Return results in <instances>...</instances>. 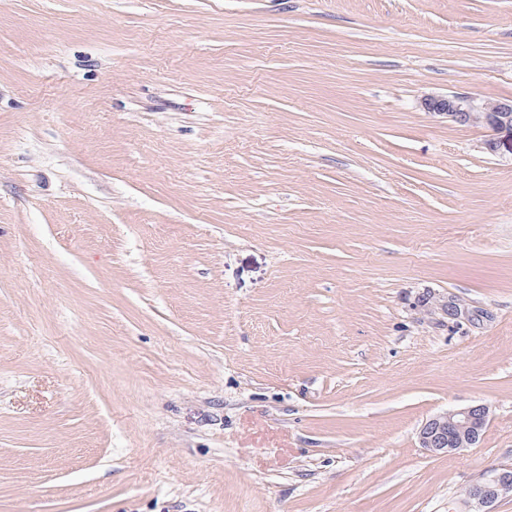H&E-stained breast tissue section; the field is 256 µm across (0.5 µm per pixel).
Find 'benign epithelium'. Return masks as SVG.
I'll list each match as a JSON object with an SVG mask.
<instances>
[{"label": "benign epithelium", "instance_id": "7a95c632", "mask_svg": "<svg viewBox=\"0 0 512 512\" xmlns=\"http://www.w3.org/2000/svg\"><path fill=\"white\" fill-rule=\"evenodd\" d=\"M421 105L425 111L442 116L451 124L486 125L494 130L512 132V99L484 101L471 96L428 95ZM488 414V408L482 404L440 413L421 427L419 443L435 454L458 453L479 440ZM508 493L512 494V468H497L469 490L468 499L480 508Z\"/></svg>", "mask_w": 512, "mask_h": 512}]
</instances>
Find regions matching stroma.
<instances>
[{
    "instance_id": "stroma-1",
    "label": "stroma",
    "mask_w": 512,
    "mask_h": 512,
    "mask_svg": "<svg viewBox=\"0 0 512 512\" xmlns=\"http://www.w3.org/2000/svg\"><path fill=\"white\" fill-rule=\"evenodd\" d=\"M428 94L512 98V0H0V512H470L512 134ZM485 405L449 410L428 419L419 431L422 448L435 454L458 453L480 438L488 420Z\"/></svg>"
}]
</instances>
